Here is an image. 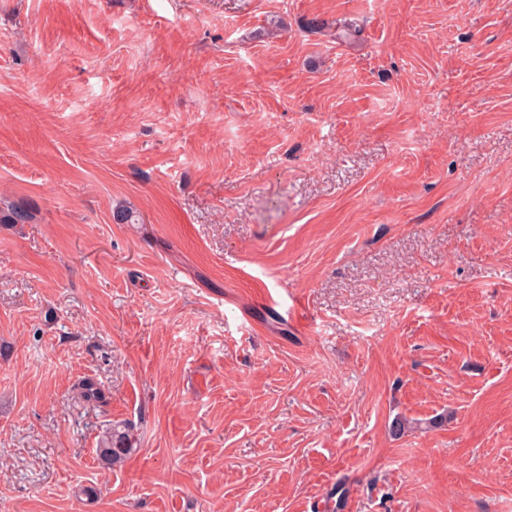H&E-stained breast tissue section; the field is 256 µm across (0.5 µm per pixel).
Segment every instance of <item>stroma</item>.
Returning a JSON list of instances; mask_svg holds the SVG:
<instances>
[{
  "instance_id": "35a3bbf8",
  "label": "stroma",
  "mask_w": 512,
  "mask_h": 512,
  "mask_svg": "<svg viewBox=\"0 0 512 512\" xmlns=\"http://www.w3.org/2000/svg\"><path fill=\"white\" fill-rule=\"evenodd\" d=\"M0 512H512V0H0ZM135 450L131 446L129 435L115 428L103 432L96 448L100 460L111 468L120 465Z\"/></svg>"
}]
</instances>
